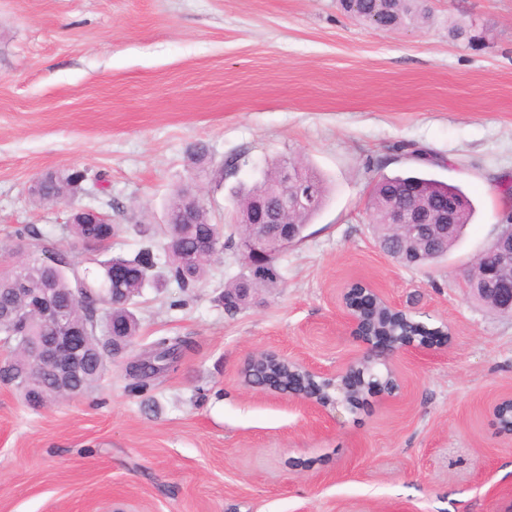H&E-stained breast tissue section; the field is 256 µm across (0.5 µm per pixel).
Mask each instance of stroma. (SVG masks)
Listing matches in <instances>:
<instances>
[{
    "label": "stroma",
    "instance_id": "stroma-1",
    "mask_svg": "<svg viewBox=\"0 0 512 512\" xmlns=\"http://www.w3.org/2000/svg\"><path fill=\"white\" fill-rule=\"evenodd\" d=\"M427 8L389 33L337 0H0V247L24 225L65 243V206L28 189L72 166L90 176L80 204L122 224L164 223L181 186L228 223L234 191L284 157L328 186L274 262L278 287L248 307L220 301L239 272L228 249L185 306L172 289L136 298L137 336L88 393L33 409L0 383V512H512V436L492 412L512 394V316L460 286L512 211V0ZM404 173L476 208L422 268L385 255L370 224L375 180ZM354 282L451 329L397 357V399L314 412L243 386L256 351L322 369L361 356L337 304ZM162 336L190 346L137 394L127 361Z\"/></svg>",
    "mask_w": 512,
    "mask_h": 512
}]
</instances>
